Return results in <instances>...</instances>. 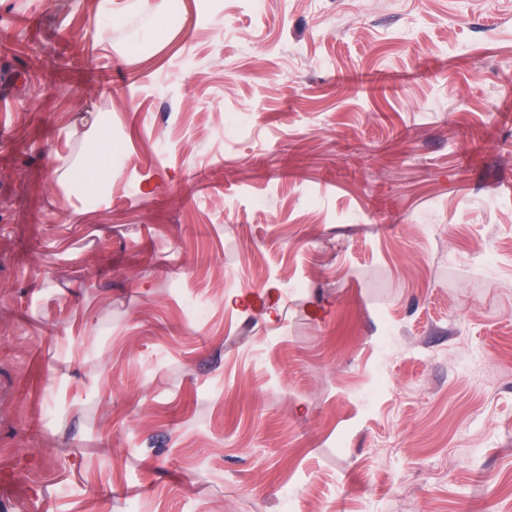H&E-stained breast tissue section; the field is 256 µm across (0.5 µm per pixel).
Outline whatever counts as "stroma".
<instances>
[{
  "instance_id": "35a3bbf8",
  "label": "stroma",
  "mask_w": 512,
  "mask_h": 512,
  "mask_svg": "<svg viewBox=\"0 0 512 512\" xmlns=\"http://www.w3.org/2000/svg\"><path fill=\"white\" fill-rule=\"evenodd\" d=\"M201 4L0 0V512H512V0Z\"/></svg>"
}]
</instances>
